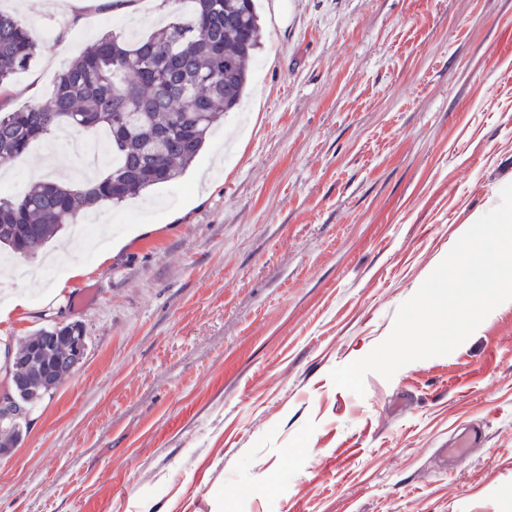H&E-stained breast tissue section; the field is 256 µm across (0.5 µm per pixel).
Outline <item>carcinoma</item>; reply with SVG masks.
Instances as JSON below:
<instances>
[{
	"instance_id": "obj_1",
	"label": "carcinoma",
	"mask_w": 512,
	"mask_h": 512,
	"mask_svg": "<svg viewBox=\"0 0 512 512\" xmlns=\"http://www.w3.org/2000/svg\"><path fill=\"white\" fill-rule=\"evenodd\" d=\"M190 3L188 14L137 40L103 34L59 75L48 100L22 110L11 107L8 87L34 62L37 43L27 27L0 12V160H13L49 132L68 128L106 130L112 157L99 179L46 181L22 195L0 192V245L33 255L91 207L120 204L177 180L221 114L239 105L261 45L255 0ZM116 112L132 113L135 130L115 124ZM67 329H41L14 353L13 379L35 350L52 369L48 379L33 377L18 389L21 406L38 401L70 371L74 360L61 340ZM21 431L19 420L1 423L0 448L16 445Z\"/></svg>"
}]
</instances>
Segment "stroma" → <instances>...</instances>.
<instances>
[{
    "label": "stroma",
    "mask_w": 512,
    "mask_h": 512,
    "mask_svg": "<svg viewBox=\"0 0 512 512\" xmlns=\"http://www.w3.org/2000/svg\"><path fill=\"white\" fill-rule=\"evenodd\" d=\"M257 6L243 106L179 179L63 225L57 260L0 248V305L32 306L0 349L54 323L87 341L0 456V512H512V301L364 396L330 378L512 183V0ZM0 10L38 42L17 108L164 14L102 0L63 46L51 0ZM467 426L484 438L452 460Z\"/></svg>",
    "instance_id": "obj_1"
}]
</instances>
